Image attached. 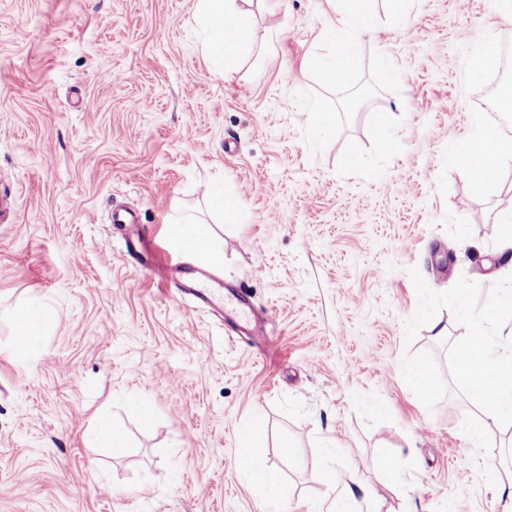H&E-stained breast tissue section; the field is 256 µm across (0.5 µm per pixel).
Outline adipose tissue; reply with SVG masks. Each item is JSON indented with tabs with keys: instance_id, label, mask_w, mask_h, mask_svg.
<instances>
[{
	"instance_id": "adipose-tissue-1",
	"label": "adipose tissue",
	"mask_w": 512,
	"mask_h": 512,
	"mask_svg": "<svg viewBox=\"0 0 512 512\" xmlns=\"http://www.w3.org/2000/svg\"><path fill=\"white\" fill-rule=\"evenodd\" d=\"M197 21L205 40L203 49L213 72L234 69L252 46L248 14L237 0H197ZM372 21L371 0H350L336 26L326 30L327 55L313 63L331 80L343 79L349 72L353 54L343 36L344 29L368 28ZM453 159L467 172L473 187L485 191L496 182L504 164L512 162V143L502 140L490 127H478L468 140L454 150ZM488 314L470 318V333L458 348V361L464 368L472 394L481 403L486 420H512V349L499 352V345L512 346V336L489 335ZM264 433L261 428L247 429L241 439L240 454L249 478L265 489L277 487L276 476L264 464Z\"/></svg>"
}]
</instances>
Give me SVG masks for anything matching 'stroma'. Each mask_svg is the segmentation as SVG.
<instances>
[{
  "mask_svg": "<svg viewBox=\"0 0 512 512\" xmlns=\"http://www.w3.org/2000/svg\"><path fill=\"white\" fill-rule=\"evenodd\" d=\"M392 5L345 30L354 63L331 81L308 60L336 0H246L253 48L223 75L195 0H0V193L19 196L0 222V512H326L345 494L356 512H503L512 422L483 426L457 347L464 311L512 290L494 258L512 166L480 193L451 154L475 125L512 128L484 109L482 65L512 20L495 0H404L397 23ZM118 203L137 223L113 226ZM185 214L211 225L212 255L179 244ZM181 261L244 290L272 345L157 275ZM35 298L55 323L22 352ZM102 415L122 455L98 442ZM257 418L274 500L239 457Z\"/></svg>",
  "mask_w": 512,
  "mask_h": 512,
  "instance_id": "1",
  "label": "stroma"
}]
</instances>
